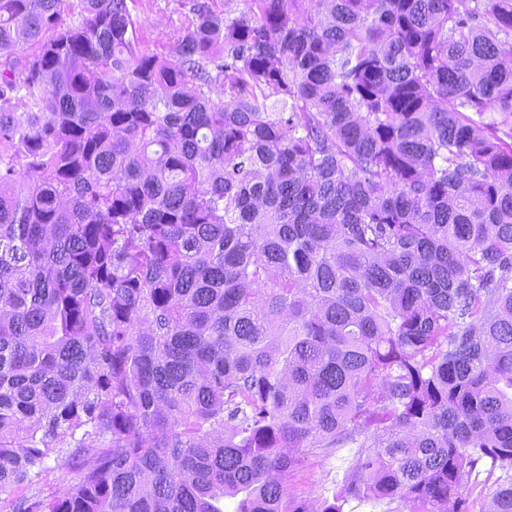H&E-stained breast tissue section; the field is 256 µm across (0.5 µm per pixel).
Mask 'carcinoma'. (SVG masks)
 I'll use <instances>...</instances> for the list:
<instances>
[{"mask_svg": "<svg viewBox=\"0 0 512 512\" xmlns=\"http://www.w3.org/2000/svg\"><path fill=\"white\" fill-rule=\"evenodd\" d=\"M245 2L0 0L7 512H512V0ZM180 2L144 0L140 4L137 14L141 21L140 35L146 47L168 51L174 35L183 31L187 24V9ZM359 448H338L329 457L318 452L302 457L297 468L288 475V490L306 500L311 499L322 507L325 499L332 501V494L343 487L351 462Z\"/></svg>", "mask_w": 512, "mask_h": 512, "instance_id": "1", "label": "carcinoma"}]
</instances>
